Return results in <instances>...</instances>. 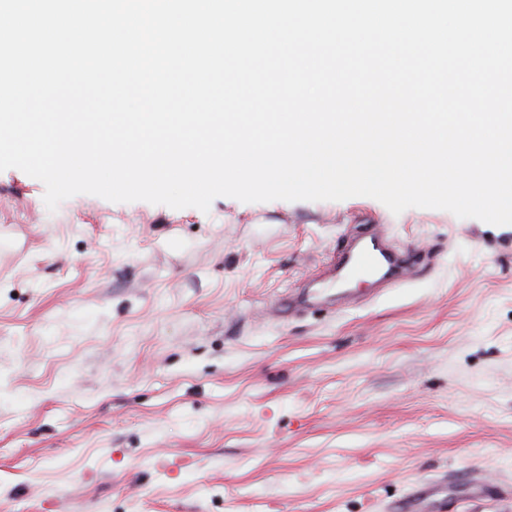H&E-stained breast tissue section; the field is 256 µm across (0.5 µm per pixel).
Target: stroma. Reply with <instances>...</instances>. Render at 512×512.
Segmentation results:
<instances>
[{
    "instance_id": "stroma-1",
    "label": "stroma",
    "mask_w": 512,
    "mask_h": 512,
    "mask_svg": "<svg viewBox=\"0 0 512 512\" xmlns=\"http://www.w3.org/2000/svg\"><path fill=\"white\" fill-rule=\"evenodd\" d=\"M44 193L0 171V512H390L426 479L512 512V225ZM369 224L413 282L275 314Z\"/></svg>"
}]
</instances>
